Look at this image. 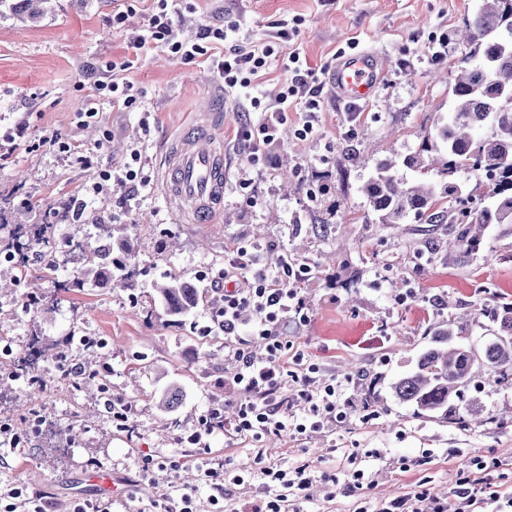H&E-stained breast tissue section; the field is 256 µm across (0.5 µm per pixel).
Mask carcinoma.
<instances>
[{
	"label": "carcinoma",
	"instance_id": "obj_1",
	"mask_svg": "<svg viewBox=\"0 0 512 512\" xmlns=\"http://www.w3.org/2000/svg\"><path fill=\"white\" fill-rule=\"evenodd\" d=\"M50 0H10L12 14L36 21L45 14ZM462 41L473 46L471 58L463 60L451 88L453 105L437 128L430 145L432 156L409 155L403 167L416 171L444 158L445 182L410 180L397 171V162L384 160L362 186L378 219L397 226L413 216L425 224H443L455 250L448 257L463 261L482 244L485 230L494 225L503 235H512V0H481L480 8L465 22ZM461 170L482 174L491 182L489 202L464 211L461 183L453 176ZM96 232L87 243L88 261L78 285L106 276L112 287L127 288L134 253L131 244L114 245L112 236ZM152 297L175 317H186L202 300L198 289L181 276L151 284ZM452 324L431 331V344L420 355L416 368L393 386L399 401L413 407L414 414L436 417L465 426L457 401L464 389L487 365L498 370L501 381L512 379V338L485 347L483 355L453 343Z\"/></svg>",
	"mask_w": 512,
	"mask_h": 512
}]
</instances>
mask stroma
<instances>
[{
  "mask_svg": "<svg viewBox=\"0 0 512 512\" xmlns=\"http://www.w3.org/2000/svg\"><path fill=\"white\" fill-rule=\"evenodd\" d=\"M480 0H180L173 14L182 37L207 25H226L227 46L263 43L280 21L295 28L291 48L320 87L313 130L300 137V116L290 113L263 162L251 164L237 141L249 99L226 92L208 62H184L165 50L144 51L135 69L111 74L105 61L127 52L129 31L144 28L154 0H53L36 23L0 17V247L16 228L36 223L42 206L64 208L82 199L81 218L54 225L55 241L89 238L92 222L112 227L114 239L135 244L137 284L123 290L77 287L82 258L59 253L58 267L0 266V338L19 365L32 338L102 336L112 366V397L136 404L127 431L116 430L99 394L72 397L69 376L54 360L40 363L44 381L32 396L25 381L0 373V407L17 422L38 412L64 442L53 447L34 437L0 446V488L25 487L48 495L53 512L78 499L104 497L91 482L105 471L121 481L114 512H163L183 493L207 503L197 457L247 468L244 484L227 488L229 502L253 499L261 489L256 463L277 469L310 463V512H355L359 495L347 474L363 470L369 497L394 498L425 487L447 497L457 472L475 455L500 461L512 480V381L485 372L465 389L462 409L479 423L465 428L414 415L393 385L414 369L429 346L430 328L471 319L459 344L483 353L504 333L493 309L512 302V236L489 227L480 250L446 262L448 237L434 224L406 219L404 230L380 223L361 191L381 160L406 156L432 143L436 123L453 104L451 87L470 50L455 34ZM124 14V25L112 17ZM448 45L441 59L432 46ZM356 45L379 56L383 82L358 109L340 105L326 87L341 51ZM124 81L136 104L114 108L100 98L96 122L79 112L95 81ZM224 96V157L229 176L224 211L231 223L191 224L160 191L159 162L175 133ZM139 150L146 187L92 193L102 171H121ZM175 240L172 249L161 244ZM259 250L260 264L285 254L307 265L297 284L308 319L289 324L291 354L317 367L318 383H340L354 406L349 415L305 434L282 432L260 440L215 432L209 450L182 442L200 416L220 407L236 415L233 365L224 357L223 332L201 335L212 295L181 322L154 304L150 282L231 258L238 248ZM179 389L175 408L162 405ZM337 473L333 482L323 472Z\"/></svg>",
  "mask_w": 512,
  "mask_h": 512,
  "instance_id": "1",
  "label": "stroma"
}]
</instances>
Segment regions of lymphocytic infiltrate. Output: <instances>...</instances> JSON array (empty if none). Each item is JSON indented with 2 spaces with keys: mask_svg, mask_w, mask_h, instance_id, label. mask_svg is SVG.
Masks as SVG:
<instances>
[{
  "mask_svg": "<svg viewBox=\"0 0 512 512\" xmlns=\"http://www.w3.org/2000/svg\"><path fill=\"white\" fill-rule=\"evenodd\" d=\"M168 2L158 0V9L150 16L147 29L128 34L127 56L109 62V71L133 69L144 49L161 47L173 57L185 61L208 56L216 78L226 88L242 91L251 87L265 69L268 58L278 51L281 44L294 36L293 31L284 26L261 51L244 53L232 49L212 56L208 53L209 44L226 41V29L207 26L193 39L179 38L170 17ZM282 66L285 72L292 75L289 85L271 104H262L258 97H251L250 104L252 108L260 110V118L258 122L243 124L238 131L249 160L256 161L266 155L279 127L287 122L290 110L297 108L310 112L319 105V90L310 87L301 76L304 62L299 53L294 51L283 57ZM305 271L304 265L285 257L281 258L275 271H268L258 267L253 253L241 248L234 258L225 263L223 272L210 281L209 286L217 303L208 316L206 328L221 331L228 339V355L238 364L233 384L240 392L241 400L232 422H225L223 416L214 410L201 416L187 437L190 444L204 445L216 431L226 427L237 435H249L256 439L287 429L302 433L307 428H317L325 421L335 419L337 412L349 407L350 401L341 386L328 384L315 387L314 367L304 368L292 375L284 360L282 330L303 309L295 283ZM245 307L252 310L254 319L248 336L243 337L237 325L239 313ZM249 337L264 344L265 357H255L245 350L244 342ZM287 374L298 386L299 396L306 400L307 413L297 414L293 401L280 398L279 390ZM498 466V461L477 456L461 471L449 499L431 496L423 489L390 500L366 501L360 512H512V492L502 491L489 478L490 472ZM198 468L212 489L210 505L220 507L222 512H302V501L307 498L314 479L306 463L288 472L262 468L267 494L244 503L242 507L232 508L224 501V489L243 483L241 470H219L206 462L199 463Z\"/></svg>",
  "mask_w": 512,
  "mask_h": 512,
  "instance_id": "1",
  "label": "lymphocytic infiltrate"
}]
</instances>
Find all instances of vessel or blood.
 Masks as SVG:
<instances>
[{
	"instance_id": "b4317fda",
	"label": "vessel or blood",
	"mask_w": 512,
	"mask_h": 512,
	"mask_svg": "<svg viewBox=\"0 0 512 512\" xmlns=\"http://www.w3.org/2000/svg\"><path fill=\"white\" fill-rule=\"evenodd\" d=\"M382 63L373 54H352L337 62L330 83L338 101L367 100L377 87ZM224 126L221 97H213L194 125L174 139L162 164V191L174 205H187L193 224L211 223L224 209Z\"/></svg>"
}]
</instances>
